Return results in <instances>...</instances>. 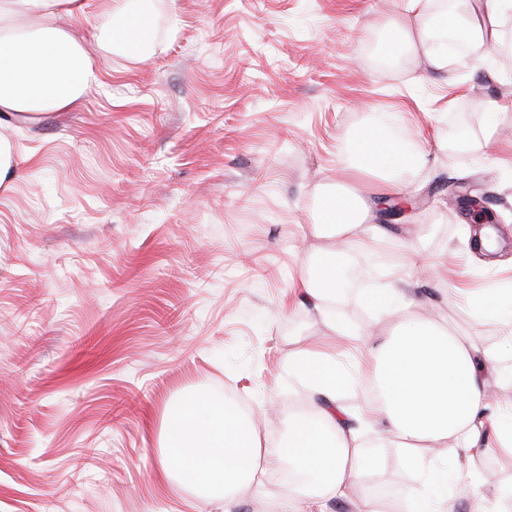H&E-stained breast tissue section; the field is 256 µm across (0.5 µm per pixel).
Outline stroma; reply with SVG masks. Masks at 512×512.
Wrapping results in <instances>:
<instances>
[{"label": "stroma", "mask_w": 512, "mask_h": 512, "mask_svg": "<svg viewBox=\"0 0 512 512\" xmlns=\"http://www.w3.org/2000/svg\"><path fill=\"white\" fill-rule=\"evenodd\" d=\"M150 40L116 46L95 0L64 23L100 81L75 107L31 121L0 114L19 155L0 183V512H224L223 496L160 483L167 408L202 393L247 408L285 445L292 413L313 408L293 370L300 352L331 353L354 375L342 341L295 287L323 258L312 238L346 150L382 113L394 136L427 153L410 175L420 203L388 237L338 254L330 311L387 328L365 307L370 288L406 272L411 249L446 257L414 289L421 314L490 348L498 320L476 315L458 284L494 291L512 310V18L498 44L475 45L430 71L422 53L385 62L407 22L403 0H147ZM489 197L506 238L495 255L449 201L448 179ZM385 469L349 499L428 495L425 476L384 440ZM478 497L449 493L445 512H476L512 469L496 455Z\"/></svg>", "instance_id": "1"}]
</instances>
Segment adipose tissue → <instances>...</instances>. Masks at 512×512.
Listing matches in <instances>:
<instances>
[{
  "instance_id": "obj_1",
  "label": "adipose tissue",
  "mask_w": 512,
  "mask_h": 512,
  "mask_svg": "<svg viewBox=\"0 0 512 512\" xmlns=\"http://www.w3.org/2000/svg\"><path fill=\"white\" fill-rule=\"evenodd\" d=\"M56 0H0V110L41 114L72 107L98 74L72 32L61 28L54 11ZM110 29L129 37L143 34L147 14L134 0H97ZM413 26L400 27L386 53L421 50L430 69H447V55L434 49L429 22L433 0H406ZM512 14V0H477L468 21L458 32L476 45L498 41L503 19ZM38 26H28L30 17ZM386 115L380 127L366 130L354 144L345 165L349 174L374 180L365 194L339 193L325 199L319 223L309 233L344 248L364 245L384 236L375 224V211L386 198L404 196L407 175L428 164L424 152L394 145L379 133L390 127ZM402 280L382 292L379 306L395 310L401 319L370 350L366 368L369 382L377 383L381 398L366 400L361 411L341 402L336 362L326 355L305 353L312 367V387L319 397L314 415L293 417L286 447L263 441L233 406L219 407L205 396L187 395L171 405L164 429L165 454L159 473L164 479L180 477L198 494L217 492L234 498L244 485H261L273 470L301 473L312 505L345 496L352 480L368 469L381 467L384 458L363 448L366 430L385 425L407 441L409 470L423 467L426 453L466 465L482 451L489 435L499 436L505 465L512 466V432H505L498 410L490 405V382L512 376L494 369L496 350L455 335L432 321L413 314Z\"/></svg>"
}]
</instances>
